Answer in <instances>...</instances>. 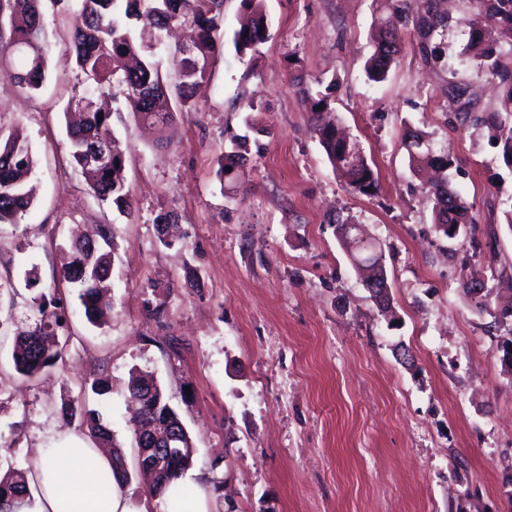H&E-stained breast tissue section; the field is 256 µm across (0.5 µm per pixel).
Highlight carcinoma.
<instances>
[{"instance_id": "carcinoma-1", "label": "carcinoma", "mask_w": 512, "mask_h": 512, "mask_svg": "<svg viewBox=\"0 0 512 512\" xmlns=\"http://www.w3.org/2000/svg\"><path fill=\"white\" fill-rule=\"evenodd\" d=\"M263 0H241L246 12L245 21L234 33V46L240 56L256 52V47L268 39L267 18ZM389 8L402 26L417 31L421 38L420 51L430 68H436L438 57L428 50V41L447 26L449 15L439 9L438 0H387ZM484 24L475 29L472 45L480 48L474 55L478 68L497 79L507 89L504 112L476 114L458 113L462 124L480 123L493 132L504 164L512 166V54L504 56L490 44L487 35L499 26L512 29V0H473ZM224 17V0H79L72 11L70 43L75 63L80 72L93 80L96 90L111 93L113 85L122 88L126 106L145 123L163 126L171 124L173 113L197 109V92L207 77L216 36ZM173 23H184L196 30V39L170 51L179 83L175 93H169L158 64L150 58V46L144 34L160 31ZM47 36L43 15V0H0V62L19 64L16 80L19 87L39 91L47 80ZM401 52L400 34L393 28L381 27L375 38V50L366 64V74L374 82L385 80ZM311 104L314 131L334 171L347 187L361 194L376 190L377 178L367 159L351 163L346 158V147L339 133V119L329 107L328 96L315 98L304 90ZM76 111L80 121L67 124L66 132L73 164L87 183L89 193L97 200L111 204L119 212L130 210L124 160L119 140L112 130V113L97 106L93 96L85 95L67 102L64 112ZM110 153V159L100 161L99 154ZM247 137L232 135L218 158L216 177L220 182L237 183L244 175ZM410 168L418 173L432 168L445 173L453 166L450 157L438 158L428 148L415 146L409 152ZM36 162L31 145L19 130L0 129V224H17L33 206L32 181ZM422 190L433 200V223L443 235L452 237L450 224H465L470 209L461 195L455 197L454 211L444 208L448 203V179L422 185ZM336 224L343 246L350 250L355 264L370 259L372 245L355 239V226L348 219L337 218ZM110 230L99 224L83 238L71 243L61 264V279L77 289V297L84 315L91 323L107 322L111 310L99 305V287L109 277L111 256ZM476 309L488 312L490 292L472 283H464ZM40 319L34 325L15 333L12 362L15 371L33 380L54 368L62 359L63 346L55 340L63 328L61 315L48 311L52 300L41 292L33 297ZM129 397L137 401L142 412L156 431L171 437L170 442L157 444L159 448H173V454H137V470L150 478L151 489L159 493L168 482L177 479L192 466L194 445L174 408L165 399L161 387L140 373L130 376ZM64 416H80L86 425L88 437L100 447H112L113 469L122 482L128 480L126 456L123 449L113 444L112 431L96 410H87L70 400L61 407ZM161 459L155 469V459ZM31 497L27 490L25 471L8 467L0 473V512H12L6 505Z\"/></svg>"}]
</instances>
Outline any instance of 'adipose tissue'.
<instances>
[{
    "label": "adipose tissue",
    "mask_w": 512,
    "mask_h": 512,
    "mask_svg": "<svg viewBox=\"0 0 512 512\" xmlns=\"http://www.w3.org/2000/svg\"><path fill=\"white\" fill-rule=\"evenodd\" d=\"M31 512H146L113 474L104 450L69 436L39 449L27 467ZM166 512H208L206 497L192 480L172 481L163 493Z\"/></svg>",
    "instance_id": "obj_1"
}]
</instances>
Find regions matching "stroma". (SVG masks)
I'll return each instance as SVG.
<instances>
[{"mask_svg":"<svg viewBox=\"0 0 512 512\" xmlns=\"http://www.w3.org/2000/svg\"><path fill=\"white\" fill-rule=\"evenodd\" d=\"M269 39L239 58L241 0H224L217 51L199 108L157 130L111 103L125 158L130 214L85 190L69 163L62 109L93 88L69 50V18L45 9L48 79L21 89L0 65V127L19 128L36 160V201L0 224V466L26 467L65 434L62 400L100 411L136 467L131 370L163 388L196 448L189 472L210 512H512V367L507 328L476 309L463 280L512 303V169L487 127H460L446 94L466 86L473 111H502L505 94L469 52L472 0H447L431 47L404 29L386 80L365 63L390 12L384 0H263ZM321 87L378 174L374 194L337 176L302 90ZM454 165L449 187L473 206L475 228L439 233L409 167L405 128ZM249 134L243 179L221 187L228 137ZM179 217L173 247L156 219ZM359 224L380 246L391 311L381 315L332 220ZM111 228L112 316L89 324L58 278L71 234ZM59 298L68 323L62 360L28 382L14 371L15 331L33 324L30 298ZM106 382L108 393L81 394Z\"/></svg>","mask_w":512,"mask_h":512,"instance_id":"35a3bbf8","label":"stroma"}]
</instances>
